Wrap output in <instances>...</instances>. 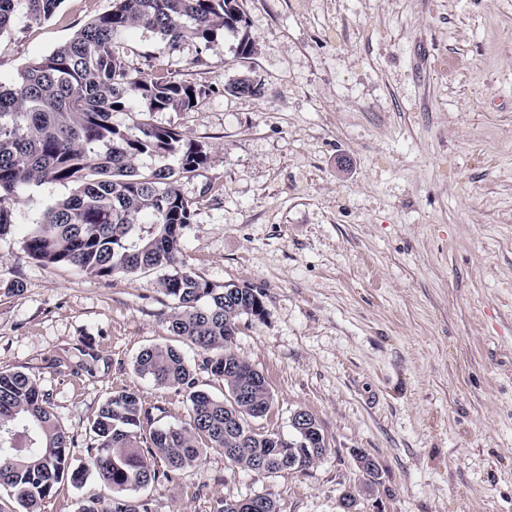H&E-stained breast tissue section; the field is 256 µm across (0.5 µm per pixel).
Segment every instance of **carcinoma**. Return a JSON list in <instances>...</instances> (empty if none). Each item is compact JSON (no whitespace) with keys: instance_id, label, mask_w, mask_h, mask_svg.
Masks as SVG:
<instances>
[{"instance_id":"carcinoma-1","label":"carcinoma","mask_w":512,"mask_h":512,"mask_svg":"<svg viewBox=\"0 0 512 512\" xmlns=\"http://www.w3.org/2000/svg\"><path fill=\"white\" fill-rule=\"evenodd\" d=\"M61 0H0V37L19 8L34 22L49 18ZM242 0H113L112 10L81 26L50 54L30 62L13 84L0 85V237L16 227L11 202L32 183L70 184L73 192L47 206L40 220L21 229L20 244L44 265H67L86 275L110 278L162 271L159 288L174 302L170 332L203 353L200 368L223 378L225 394L197 388L194 370L173 346H148L135 360L138 375L163 388L186 392L190 422L159 424L133 389L116 392L99 409L86 449L87 467L116 497L108 507L91 501L79 512H151L149 502L123 492L169 477L198 462L209 449L251 471L261 460L267 474L288 469L296 454L310 465L325 452L324 437L313 447L282 448L275 434L251 422L272 406L266 379L233 350L245 317H262L261 293L217 286L183 268L182 229L192 222L193 202L179 189L210 159L204 143L151 122L154 112H189L207 89L180 81L159 68L142 76L127 69L117 37L145 30L174 51L183 43L212 42L227 31L239 36L237 53L255 54ZM234 94L256 95L260 81L249 75L224 85ZM134 115L130 125L114 112ZM161 164L142 172L143 156ZM241 425L229 430L224 419ZM73 440L57 424L48 397L20 371H0V489L10 492L18 512H43V502L62 479H83L86 467L72 464ZM168 471L159 472L157 461Z\"/></svg>"}]
</instances>
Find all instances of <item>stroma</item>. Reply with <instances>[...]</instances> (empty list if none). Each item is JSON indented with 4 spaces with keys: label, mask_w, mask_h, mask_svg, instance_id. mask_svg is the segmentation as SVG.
<instances>
[{
    "label": "stroma",
    "mask_w": 512,
    "mask_h": 512,
    "mask_svg": "<svg viewBox=\"0 0 512 512\" xmlns=\"http://www.w3.org/2000/svg\"><path fill=\"white\" fill-rule=\"evenodd\" d=\"M62 0L49 19L18 15L0 37V82L110 11ZM255 54L238 38L169 51L123 33L126 63H161L208 88L190 112L154 124L208 145L182 180L195 203L181 232L188 271L248 283L266 313L246 317L234 350L265 377L266 430L288 435L303 409L327 449L301 471L257 474L219 449L138 491L152 512H220L266 495L279 512H512V0H243ZM203 65H196V58ZM259 95L223 86L245 72ZM70 186L31 184L16 224L35 223ZM159 272L90 277L44 266L0 237V370L47 395L85 461L101 405L125 388L189 421L184 392L134 371L149 345L178 348L199 388L224 393L166 318ZM23 288L8 291L12 280ZM379 465L374 492L351 451ZM94 473L56 484L44 512L107 500Z\"/></svg>",
    "instance_id": "obj_1"
}]
</instances>
